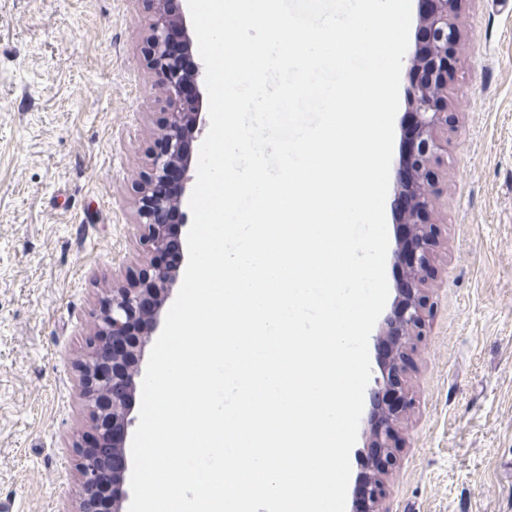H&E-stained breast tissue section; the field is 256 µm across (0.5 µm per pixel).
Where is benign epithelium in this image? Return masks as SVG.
<instances>
[{"label":"benign epithelium","mask_w":512,"mask_h":512,"mask_svg":"<svg viewBox=\"0 0 512 512\" xmlns=\"http://www.w3.org/2000/svg\"><path fill=\"white\" fill-rule=\"evenodd\" d=\"M425 2L431 7L417 13V19L429 40L424 46L413 45L405 66V94L411 111L403 119L402 136L412 150L394 176V207L404 200L411 202V208L401 211L408 235L398 240L395 256L407 252L411 263L401 299L386 317V324L397 326L394 361L385 381L394 390V398L383 408L382 422L374 428L369 445L367 464L375 473L387 471L392 464L390 449L398 442L397 424L413 405L403 377L408 351L425 322L427 299L420 289L431 270L436 234L434 165L442 150L437 131L448 126V81L456 74L459 30L453 10L458 0ZM166 3L154 0L146 29L148 68L162 91L163 116L147 152L148 172L136 187L137 227L145 266L126 283L104 290L91 338L78 363L79 395L93 430L75 442L78 476L70 512H121L124 493L119 472L125 466L126 438L134 422L132 399L141 379L140 363L179 278V270L166 268L158 255L166 243V214L184 205L193 143L204 129L201 87L205 67L195 62L182 72L176 65L170 32L175 27L181 29L186 50L192 37L185 16H173Z\"/></svg>","instance_id":"obj_1"}]
</instances>
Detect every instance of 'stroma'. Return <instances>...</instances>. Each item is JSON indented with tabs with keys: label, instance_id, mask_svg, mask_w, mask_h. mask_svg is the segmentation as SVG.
Here are the masks:
<instances>
[{
	"label": "stroma",
	"instance_id": "obj_1",
	"mask_svg": "<svg viewBox=\"0 0 512 512\" xmlns=\"http://www.w3.org/2000/svg\"><path fill=\"white\" fill-rule=\"evenodd\" d=\"M150 0H0V512H69L78 360L144 263ZM429 314L384 512H512V0H462Z\"/></svg>",
	"mask_w": 512,
	"mask_h": 512
}]
</instances>
